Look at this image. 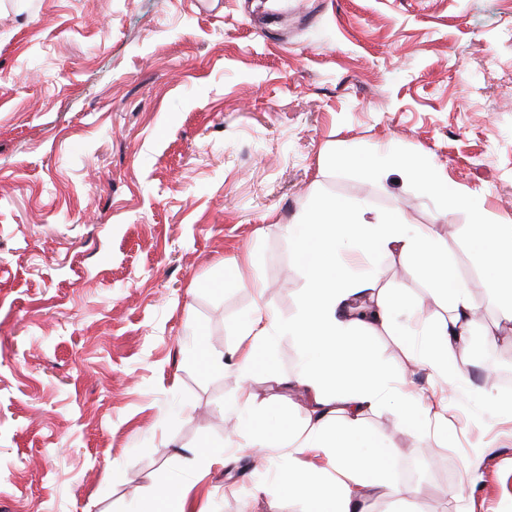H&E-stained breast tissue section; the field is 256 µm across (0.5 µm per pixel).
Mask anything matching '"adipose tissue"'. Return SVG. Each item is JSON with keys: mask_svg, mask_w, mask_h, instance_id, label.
I'll use <instances>...</instances> for the list:
<instances>
[{"mask_svg": "<svg viewBox=\"0 0 512 512\" xmlns=\"http://www.w3.org/2000/svg\"><path fill=\"white\" fill-rule=\"evenodd\" d=\"M287 230L304 264L306 288L296 320L283 329L297 336L309 353L304 372L295 380L306 391L309 407L304 424L289 432L283 445L292 457L317 448L336 459L335 480L325 482L304 471L287 488L306 500V512H367L369 500L400 494L391 480L399 457L367 429L368 413L390 406L404 422H420L417 401L375 359L367 334L394 332L396 312L410 318L414 311L400 294L380 287L375 277L337 273L340 243L349 238L370 250L423 259L430 280L448 298V314L428 327L421 360L453 382L465 380L467 330L476 304L434 225L411 232L391 217L371 223L349 206L330 201L306 223L288 225ZM272 322L270 314L256 311L239 346L227 360L209 359V367L230 365L248 375L255 350L270 337Z\"/></svg>", "mask_w": 512, "mask_h": 512, "instance_id": "adipose-tissue-1", "label": "adipose tissue"}]
</instances>
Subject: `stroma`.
I'll use <instances>...</instances> for the list:
<instances>
[{
  "label": "stroma",
  "mask_w": 512,
  "mask_h": 512,
  "mask_svg": "<svg viewBox=\"0 0 512 512\" xmlns=\"http://www.w3.org/2000/svg\"><path fill=\"white\" fill-rule=\"evenodd\" d=\"M433 163L473 208L385 152ZM435 225L512 355L486 224L512 225V0H0V512H304L283 476L334 462L247 447L241 386L270 433L306 416L295 336L242 381L206 368L255 309L289 322L305 271L285 227L326 201ZM419 307L447 303L418 256L343 243ZM378 362L448 429L367 426L417 466L419 512H512V384L448 383L400 337ZM281 384H274V377ZM145 512H194L195 508L184 493L172 491L166 486L159 488Z\"/></svg>",
  "instance_id": "stroma-1"
}]
</instances>
